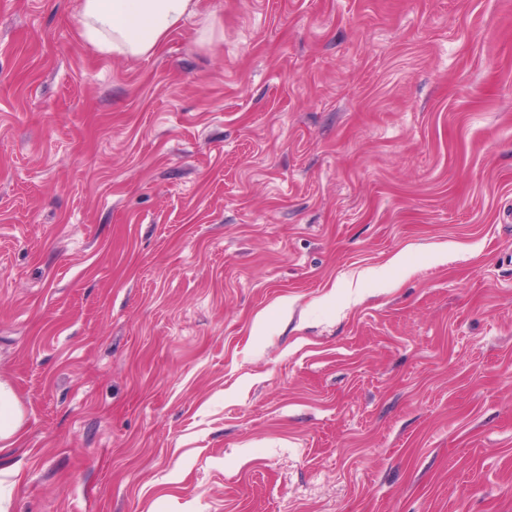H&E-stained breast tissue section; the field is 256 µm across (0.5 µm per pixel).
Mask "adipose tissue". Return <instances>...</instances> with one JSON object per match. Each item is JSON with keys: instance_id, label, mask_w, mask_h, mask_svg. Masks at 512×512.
<instances>
[{"instance_id": "adipose-tissue-1", "label": "adipose tissue", "mask_w": 512, "mask_h": 512, "mask_svg": "<svg viewBox=\"0 0 512 512\" xmlns=\"http://www.w3.org/2000/svg\"><path fill=\"white\" fill-rule=\"evenodd\" d=\"M197 6L198 0H82L79 35L104 55L148 56Z\"/></svg>"}]
</instances>
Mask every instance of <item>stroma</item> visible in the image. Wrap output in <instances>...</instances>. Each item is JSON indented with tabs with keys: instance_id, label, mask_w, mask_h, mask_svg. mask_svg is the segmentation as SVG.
<instances>
[{
	"instance_id": "35a3bbf8",
	"label": "stroma",
	"mask_w": 512,
	"mask_h": 512,
	"mask_svg": "<svg viewBox=\"0 0 512 512\" xmlns=\"http://www.w3.org/2000/svg\"><path fill=\"white\" fill-rule=\"evenodd\" d=\"M80 10L0 0V512H512V0ZM198 1L82 0L79 35L104 55H152L186 17L196 13ZM21 419L22 413L13 392L0 384V451L14 445Z\"/></svg>"
}]
</instances>
